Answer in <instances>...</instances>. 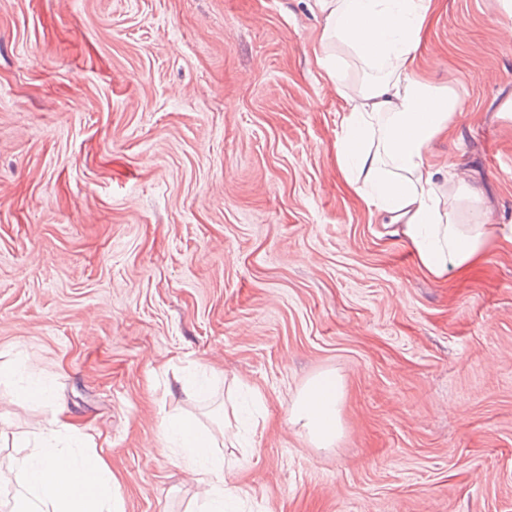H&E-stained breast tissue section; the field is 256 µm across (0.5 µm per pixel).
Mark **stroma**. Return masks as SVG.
I'll use <instances>...</instances> for the list:
<instances>
[{
  "instance_id": "stroma-1",
  "label": "stroma",
  "mask_w": 512,
  "mask_h": 512,
  "mask_svg": "<svg viewBox=\"0 0 512 512\" xmlns=\"http://www.w3.org/2000/svg\"><path fill=\"white\" fill-rule=\"evenodd\" d=\"M321 24L314 0H0V467L59 417L123 512H199L160 425L233 394L242 512H512V246L436 279L370 217ZM418 65L461 101L432 159L512 227L503 0H436ZM328 372L325 450L288 410ZM33 376L54 400L21 397Z\"/></svg>"
}]
</instances>
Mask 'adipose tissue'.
<instances>
[{
  "label": "adipose tissue",
  "instance_id": "obj_1",
  "mask_svg": "<svg viewBox=\"0 0 512 512\" xmlns=\"http://www.w3.org/2000/svg\"><path fill=\"white\" fill-rule=\"evenodd\" d=\"M323 18L316 60L335 85L344 107L338 114L336 164L370 214L401 228L422 270L441 279L465 273L492 242L489 225L451 223L439 195L440 171L430 145L452 131L460 101L449 87L435 88L418 75L417 52L431 22L433 0H316ZM346 45L373 74L349 89L329 51ZM341 392L334 375L314 377L288 415L291 426L318 448L340 435ZM232 423L211 426L188 414L161 424L165 447L179 455L196 488L202 512H225L224 460L219 441ZM50 422L38 447L15 459L10 474L17 489L7 512H120L112 475L97 452L59 447Z\"/></svg>",
  "mask_w": 512,
  "mask_h": 512
}]
</instances>
